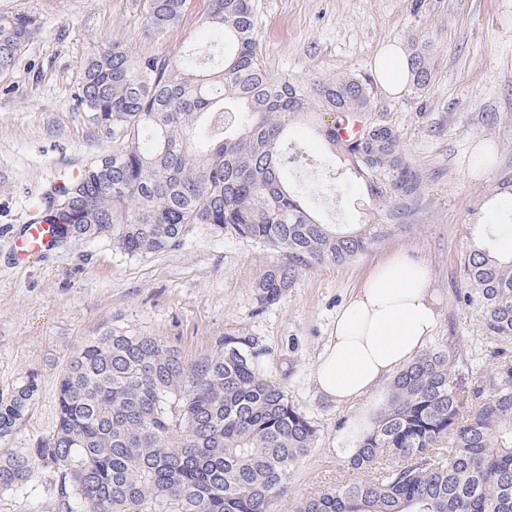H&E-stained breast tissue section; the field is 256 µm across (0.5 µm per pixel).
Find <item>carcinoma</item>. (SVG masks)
<instances>
[{"mask_svg":"<svg viewBox=\"0 0 512 512\" xmlns=\"http://www.w3.org/2000/svg\"><path fill=\"white\" fill-rule=\"evenodd\" d=\"M187 0H145L147 32L175 27ZM204 41L172 58L118 42L82 61L77 108L112 138L75 182L46 194L60 243L108 238L132 257L179 248L195 224L262 241L288 256L255 282L260 307L276 303L317 264L351 263L408 227L422 177L392 126L362 125L369 80L274 79L261 62L256 0H207ZM30 15H0V72L38 30ZM410 87L432 81L425 45L411 44ZM307 120L362 181L372 211L327 224L294 192L299 161L288 130ZM497 234L459 260L457 303L495 342L492 366L465 409L453 381L454 344L403 367L368 428L351 426V468L361 480L301 499L296 512H512V253ZM260 350L242 336L182 361L153 336L109 328L85 339L58 377L53 433L27 450H0V490L50 469L61 512H277L315 422L257 371ZM39 393L30 373L0 396V440Z\"/></svg>","mask_w":512,"mask_h":512,"instance_id":"obj_1","label":"carcinoma"}]
</instances>
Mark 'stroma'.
<instances>
[{
    "instance_id": "1",
    "label": "stroma",
    "mask_w": 512,
    "mask_h": 512,
    "mask_svg": "<svg viewBox=\"0 0 512 512\" xmlns=\"http://www.w3.org/2000/svg\"><path fill=\"white\" fill-rule=\"evenodd\" d=\"M144 0H0V14L36 16L41 29L9 72L0 73V395L28 373L40 392L10 448L33 447L56 419L57 378L80 342L115 327L160 340L184 361L210 354L224 336L253 338L261 374L315 421L318 440L301 464L279 512L344 481L357 480L352 443L341 421L366 428L387 396L378 387L362 410L326 401L313 382L337 312L373 266L397 254L423 261L440 316L428 348L454 343V379L470 398L490 369V340L474 313L455 300L457 260L483 230L512 222V0H258L262 64L276 79L349 75L370 79L373 104L364 123L398 129L423 177L412 224L393 230L344 266L299 273L280 300L260 308L253 285L284 254L265 243L219 235L198 224L182 246L131 257L110 240H76L30 261L8 249L53 187L77 180L109 139L97 138L74 107L81 61L112 42L162 58L201 37L206 0H189L178 25L146 35ZM429 47L433 79L424 92H388L376 81L383 47L412 41ZM289 139L303 151L291 167L293 189L331 224H357L367 206L360 182L327 165L329 149L305 124ZM489 160L474 168L473 157ZM0 512H59L45 469L21 488L0 492Z\"/></svg>"
}]
</instances>
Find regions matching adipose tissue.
Returning a JSON list of instances; mask_svg holds the SVG:
<instances>
[{"mask_svg":"<svg viewBox=\"0 0 512 512\" xmlns=\"http://www.w3.org/2000/svg\"><path fill=\"white\" fill-rule=\"evenodd\" d=\"M375 69L390 92L407 88L410 59L399 48H384ZM429 283L426 265L405 255L373 268L337 313L314 370V384L327 401L354 407L422 350L439 322Z\"/></svg>","mask_w":512,"mask_h":512,"instance_id":"obj_1","label":"adipose tissue"}]
</instances>
